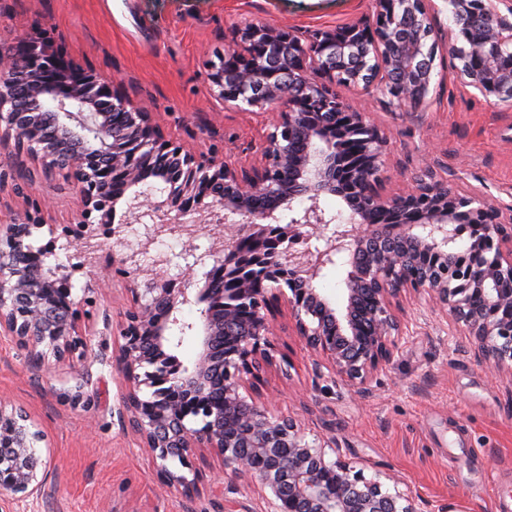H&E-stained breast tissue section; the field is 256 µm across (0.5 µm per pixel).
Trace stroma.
<instances>
[{"label": "stroma", "mask_w": 512, "mask_h": 512, "mask_svg": "<svg viewBox=\"0 0 512 512\" xmlns=\"http://www.w3.org/2000/svg\"><path fill=\"white\" fill-rule=\"evenodd\" d=\"M375 16L376 0H0V54L19 38L47 35L75 64L155 112L166 139L247 168L272 114L224 105L208 80L216 53L235 46L247 22L290 28L306 42ZM457 64L438 51L420 109L378 91H336L388 138L383 195L429 170L449 187L475 186L493 205L512 208V110L466 87ZM79 199L67 171L46 170L13 138L0 139V225L35 216L74 224ZM72 283L92 358L49 355L37 364L0 335V403L24 410L43 433L37 453L46 470L37 500L0 492V512H263L260 493L212 456L198 491L166 485L120 415L119 332L130 306L120 267L105 254L95 275L75 274ZM398 316L392 361L360 391L316 366L278 306L269 338L276 365L257 383L262 398L366 478L410 491L423 512H512V372L491 375L447 309L407 297Z\"/></svg>", "instance_id": "1"}]
</instances>
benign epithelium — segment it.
Returning <instances> with one entry per match:
<instances>
[{
  "mask_svg": "<svg viewBox=\"0 0 512 512\" xmlns=\"http://www.w3.org/2000/svg\"><path fill=\"white\" fill-rule=\"evenodd\" d=\"M504 4L501 13L498 4ZM375 28L351 25L319 32L303 44L284 28L248 23L235 49L220 53L209 80L227 106L279 109L260 158L236 168L213 156L182 153L165 139L153 113L126 99L112 83L74 66L39 38H23L0 59V125L17 147L50 169H66L80 184L76 224H8L0 235V332L41 360L91 356L78 326L72 273L96 264L112 240V262L123 267L131 305L120 330L123 411L171 486L197 489L202 472L192 459L219 457L235 477L256 485L265 512H421L410 494L380 478L367 479L327 445L309 441L297 423L271 412L253 393L273 365L264 313L270 298L249 270L274 247L297 286L278 292L298 335L322 354L334 373L362 389L393 355L391 336L406 293L427 294L469 329L477 351L494 369L512 368V209L492 205L477 188L453 190L422 178L395 197L378 191L386 136L365 113L345 103L334 84L378 88L419 107L430 92L438 50L428 0H377ZM460 28L448 40L459 77L494 104L512 109V0H448ZM321 74L318 82L312 74ZM67 116L69 138L46 129L43 115ZM325 194L355 197L360 208L342 223L320 206ZM299 196L310 204L300 211ZM210 197L212 201L204 203ZM275 198L294 212L288 233L272 240L263 226L276 209L254 205ZM126 209L115 221L117 207ZM224 210L222 224H189L187 216ZM151 214L128 252L124 229ZM206 231L223 257L197 279V257L175 279L169 259L148 254L162 235L189 240ZM48 240L34 245L35 234ZM75 251L68 267L47 262L57 242ZM316 245L298 256L294 241ZM366 263L345 279L343 315L314 286L330 265L360 252ZM421 253L444 266L421 268ZM199 306L196 326L180 322V306ZM196 329L199 352L183 364L172 349L178 334ZM150 389L147 397L142 388ZM203 417L198 429L188 416ZM43 435L22 410L0 403V490L38 496L37 443ZM192 477L174 471V462Z\"/></svg>",
  "mask_w": 512,
  "mask_h": 512,
  "instance_id": "obj_1",
  "label": "benign epithelium"
}]
</instances>
